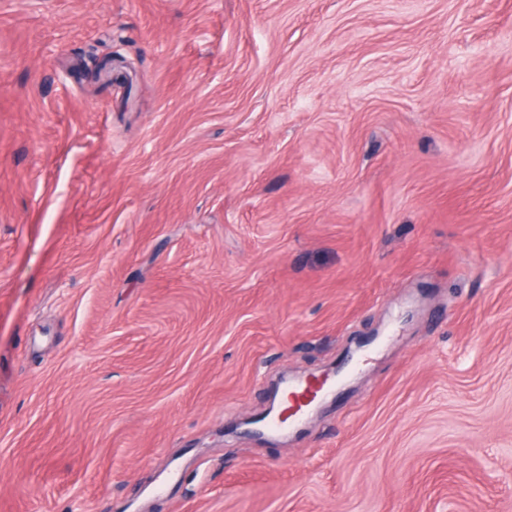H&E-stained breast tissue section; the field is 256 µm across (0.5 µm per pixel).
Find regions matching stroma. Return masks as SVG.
<instances>
[{
    "label": "stroma",
    "mask_w": 512,
    "mask_h": 512,
    "mask_svg": "<svg viewBox=\"0 0 512 512\" xmlns=\"http://www.w3.org/2000/svg\"><path fill=\"white\" fill-rule=\"evenodd\" d=\"M0 512H512V0H0ZM322 386L323 384L317 387L312 381H308L305 387L300 383L287 382L282 389L286 405L284 414L282 417L271 415L264 418L259 423V430L278 433L293 426L299 421L303 409L318 397Z\"/></svg>",
    "instance_id": "stroma-1"
}]
</instances>
